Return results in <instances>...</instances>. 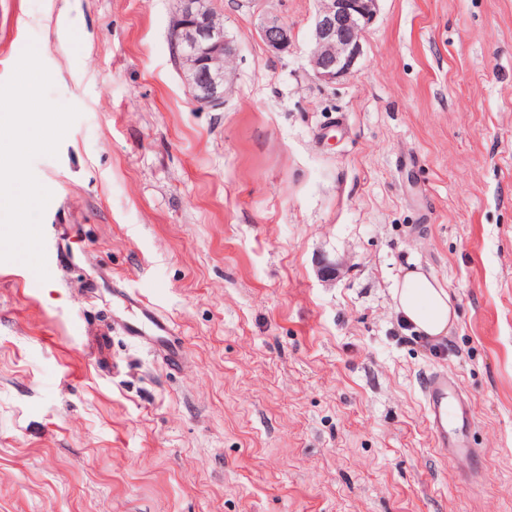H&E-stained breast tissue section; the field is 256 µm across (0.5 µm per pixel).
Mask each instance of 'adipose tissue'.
<instances>
[{
	"label": "adipose tissue",
	"instance_id": "adipose-tissue-1",
	"mask_svg": "<svg viewBox=\"0 0 512 512\" xmlns=\"http://www.w3.org/2000/svg\"><path fill=\"white\" fill-rule=\"evenodd\" d=\"M395 309L414 332L443 336L456 318L447 290L420 268L408 269L393 290Z\"/></svg>",
	"mask_w": 512,
	"mask_h": 512
}]
</instances>
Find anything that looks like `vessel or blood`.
Segmentation results:
<instances>
[{
    "instance_id": "1",
    "label": "vessel or blood",
    "mask_w": 512,
    "mask_h": 512,
    "mask_svg": "<svg viewBox=\"0 0 512 512\" xmlns=\"http://www.w3.org/2000/svg\"><path fill=\"white\" fill-rule=\"evenodd\" d=\"M112 297L122 314L119 326L126 336L161 353L168 364H177L182 345L172 320L160 314L137 290L116 288ZM424 401L428 426L438 445L470 452L466 433L472 424V407L457 396L447 375L429 379L424 389Z\"/></svg>"
}]
</instances>
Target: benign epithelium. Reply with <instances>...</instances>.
I'll return each mask as SVG.
<instances>
[{
  "mask_svg": "<svg viewBox=\"0 0 512 512\" xmlns=\"http://www.w3.org/2000/svg\"><path fill=\"white\" fill-rule=\"evenodd\" d=\"M376 3L377 0H319L308 55L318 81L332 84L353 73ZM171 33L179 39L176 60L193 100L211 110L224 108L233 90L229 66L237 46L228 37L224 19L213 9L211 0H179ZM260 36L277 53H286L294 46L292 27L276 14L264 16Z\"/></svg>",
  "mask_w": 512,
  "mask_h": 512,
  "instance_id": "1",
  "label": "benign epithelium"
}]
</instances>
